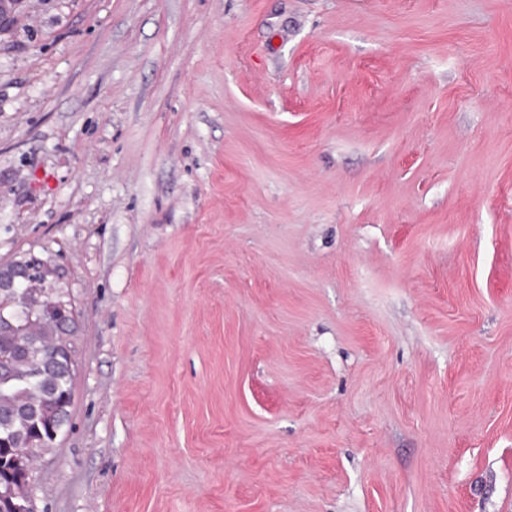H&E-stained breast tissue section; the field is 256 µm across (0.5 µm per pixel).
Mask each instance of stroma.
<instances>
[{
  "mask_svg": "<svg viewBox=\"0 0 512 512\" xmlns=\"http://www.w3.org/2000/svg\"><path fill=\"white\" fill-rule=\"evenodd\" d=\"M29 257L34 512H512V0H0Z\"/></svg>",
  "mask_w": 512,
  "mask_h": 512,
  "instance_id": "stroma-1",
  "label": "stroma"
}]
</instances>
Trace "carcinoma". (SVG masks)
I'll return each instance as SVG.
<instances>
[{
	"mask_svg": "<svg viewBox=\"0 0 512 512\" xmlns=\"http://www.w3.org/2000/svg\"><path fill=\"white\" fill-rule=\"evenodd\" d=\"M52 293L51 288L0 292V310H28L17 329L0 335V512H14L13 505L27 498L34 474L32 449L46 445L49 430L61 431L69 420L73 361L66 355L54 358L61 329L38 320L37 314Z\"/></svg>",
	"mask_w": 512,
	"mask_h": 512,
	"instance_id": "carcinoma-1",
	"label": "carcinoma"
}]
</instances>
